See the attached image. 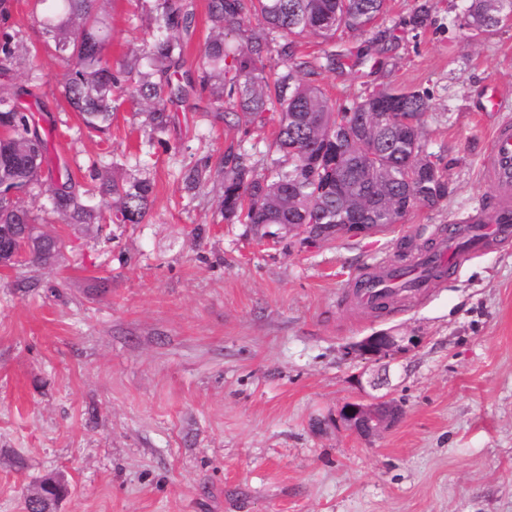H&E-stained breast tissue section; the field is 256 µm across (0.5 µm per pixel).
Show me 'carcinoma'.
<instances>
[{"label":"carcinoma","instance_id":"cac0c4a2","mask_svg":"<svg viewBox=\"0 0 512 512\" xmlns=\"http://www.w3.org/2000/svg\"><path fill=\"white\" fill-rule=\"evenodd\" d=\"M39 19L65 68L62 95L90 129L104 132L122 94L141 107L152 131H163L171 122L168 104L185 99L193 82L171 79L180 65V35L191 28L194 15L187 0H154L155 28L140 52L155 68L138 73L127 63L114 70L103 58L111 32L102 16L105 0H46ZM386 0H208L213 35L201 50L198 84L217 100L241 111L249 124H275L274 145L280 158L260 162L243 147H229L219 166L223 191L219 208L224 220L245 224H340L351 217L352 195L336 191V179L325 168L305 170V160L323 149L319 137H336L363 112H389V129L375 144L343 140L347 162L358 193L368 201L370 224H392L389 213L375 197L383 191L401 211L413 200L438 204L448 195V182L440 174L426 181L414 180L408 166L411 156L425 149L422 118L429 98L416 90L384 87L362 97L350 110H339L313 81L312 61L294 58L291 35L311 33L326 40L340 29L365 33L383 13ZM257 16L268 33L247 42L227 61L224 30ZM512 17V0H471L467 26L491 33ZM19 33L0 34V73L15 63ZM277 55L281 68L265 74L266 62ZM21 93L0 89V224H13L16 233L35 223L31 213L13 201L39 181L47 156L48 139L36 128L35 117L24 108ZM288 158V165L281 158ZM211 177L207 166L193 167L185 176L192 190ZM94 184L81 186L70 175L60 176L48 187L52 206L69 224H99L102 209L111 211L114 224H140L148 215L154 185L146 176L117 178L92 175Z\"/></svg>","mask_w":512,"mask_h":512}]
</instances>
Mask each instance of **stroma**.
<instances>
[{
	"label": "stroma",
	"instance_id": "35a3bbf8",
	"mask_svg": "<svg viewBox=\"0 0 512 512\" xmlns=\"http://www.w3.org/2000/svg\"><path fill=\"white\" fill-rule=\"evenodd\" d=\"M387 0L361 35L297 36L296 55L347 49L315 76L350 107L384 86L425 92L422 135L449 194L371 237L307 239L289 224L227 223L220 177L186 191V170L217 169L228 147L268 154L273 125L239 122L209 93L171 105L165 132L122 100L106 132L60 94L64 67L15 0L21 58L0 84L25 90L49 130L42 182L17 196L58 237L50 264L0 267V512L51 475L58 512H512V240L456 268L415 304L376 313L337 297L360 270L408 258L439 225L489 203L480 158L512 120V24L466 25L469 0ZM104 56L127 60L151 32L142 0H107ZM503 111L485 112L488 87ZM140 173L154 184L141 224H68L45 189L59 173ZM393 328L410 351L377 361L354 345ZM386 396L398 424L364 439L340 411Z\"/></svg>",
	"mask_w": 512,
	"mask_h": 512
}]
</instances>
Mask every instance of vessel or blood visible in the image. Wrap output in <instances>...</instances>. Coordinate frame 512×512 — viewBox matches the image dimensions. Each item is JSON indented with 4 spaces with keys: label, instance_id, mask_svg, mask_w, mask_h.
I'll return each instance as SVG.
<instances>
[{
    "label": "vessel or blood",
    "instance_id": "1",
    "mask_svg": "<svg viewBox=\"0 0 512 512\" xmlns=\"http://www.w3.org/2000/svg\"><path fill=\"white\" fill-rule=\"evenodd\" d=\"M483 169L495 191L491 207L458 217L433 248L418 254L408 265L392 263L362 273L352 288L340 294L347 306L375 307L406 303L430 287L436 266L450 269L498 239L512 235V123H501L482 158Z\"/></svg>",
    "mask_w": 512,
    "mask_h": 512
}]
</instances>
